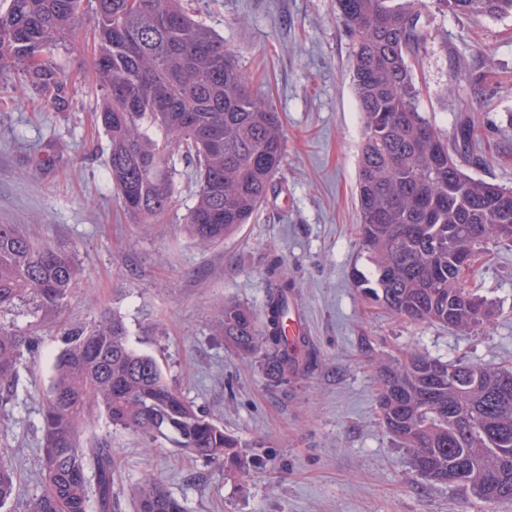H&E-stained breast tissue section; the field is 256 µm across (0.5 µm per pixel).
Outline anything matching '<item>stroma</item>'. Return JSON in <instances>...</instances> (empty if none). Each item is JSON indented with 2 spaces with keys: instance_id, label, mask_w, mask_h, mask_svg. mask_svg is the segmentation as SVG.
Wrapping results in <instances>:
<instances>
[{
  "instance_id": "obj_1",
  "label": "stroma",
  "mask_w": 512,
  "mask_h": 512,
  "mask_svg": "<svg viewBox=\"0 0 512 512\" xmlns=\"http://www.w3.org/2000/svg\"><path fill=\"white\" fill-rule=\"evenodd\" d=\"M196 18L223 35L240 70L278 113L286 154L267 199L224 241L200 244L182 219L194 201L192 171L178 164L174 203L164 223L134 224L106 173L108 140L97 126L90 23L61 56L72 74L71 105L59 112L0 74V224L39 243L72 246L85 282L62 318L8 314L35 338L8 401L0 403V448L16 473V496L0 512H25L41 488L42 401L64 323L109 313L130 343L154 356L195 408L237 437L245 470L182 454L170 443L147 448L114 430L121 512L131 488L154 475L185 512H484L478 499L433 483L412 468L387 434L378 404L380 363L413 348L441 360L512 366V243L491 246L469 285L496 302L491 321L465 335L410 323L357 286L370 264L356 235L361 123L352 85L351 45L334 0H189ZM429 36L415 75L423 108L445 136L471 117L483 140L465 168L512 185V15L454 16L428 4ZM496 73L448 93L455 71ZM282 258L317 361L282 390L258 357L244 356L217 328L218 306L261 310L267 269Z\"/></svg>"
}]
</instances>
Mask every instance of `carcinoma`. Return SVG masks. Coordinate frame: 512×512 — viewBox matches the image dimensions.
Masks as SVG:
<instances>
[{
	"instance_id": "1",
	"label": "carcinoma",
	"mask_w": 512,
	"mask_h": 512,
	"mask_svg": "<svg viewBox=\"0 0 512 512\" xmlns=\"http://www.w3.org/2000/svg\"><path fill=\"white\" fill-rule=\"evenodd\" d=\"M453 15L512 14V0H436ZM352 48L362 143L356 182L358 242L371 270L364 294L413 323L461 332L489 321L494 303L465 288L488 245L512 243V187L468 175L460 164L481 138L456 125L449 149L420 108L412 67L427 33L426 0H335ZM94 22L98 121L110 141L107 180L135 224H156L174 195L176 164L195 166L194 203L183 218L204 244L248 223L267 198L285 152L278 116L224 48V37L188 15L181 0H7L0 11V73L54 109L68 105L71 77L55 51L86 15ZM264 320L226 303L224 339L260 355L276 387L307 371L286 333L295 283L283 263L267 270ZM83 281L73 248L40 244L0 224V315L25 306L60 313ZM42 405L41 491L26 512H112L116 469L99 418L149 445L240 464L238 440L196 411L150 354L134 348L124 323L104 314L69 323ZM33 340L0 321V396L11 392ZM388 434L415 471L475 496L495 512L512 501V369L441 361L411 348L382 366L378 395ZM15 493L0 454V508ZM134 512H184L150 474L132 490Z\"/></svg>"
}]
</instances>
